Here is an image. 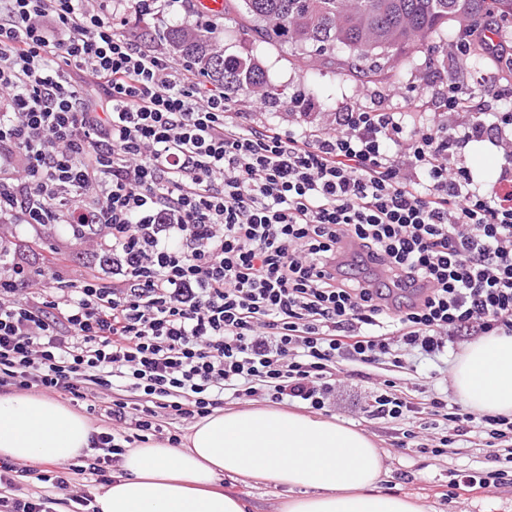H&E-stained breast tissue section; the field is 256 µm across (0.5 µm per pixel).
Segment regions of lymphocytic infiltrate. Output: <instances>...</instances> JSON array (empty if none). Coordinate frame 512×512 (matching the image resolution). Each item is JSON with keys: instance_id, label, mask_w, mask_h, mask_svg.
<instances>
[{"instance_id": "f902f5d3", "label": "lymphocytic infiltrate", "mask_w": 512, "mask_h": 512, "mask_svg": "<svg viewBox=\"0 0 512 512\" xmlns=\"http://www.w3.org/2000/svg\"><path fill=\"white\" fill-rule=\"evenodd\" d=\"M183 0H0V386L86 400L112 392L92 434L98 483L128 430L160 414L202 419L258 395L328 412L362 367L449 342L512 335V107L464 127L470 85L438 95L446 120L353 106L331 127L257 124L266 94L219 91L190 62L143 48L129 26ZM504 151L497 182L457 157L486 129ZM63 225L92 261L35 263L11 227ZM381 260L391 287L344 274V242ZM443 417L432 455L473 431L491 468L450 481L445 500L512 484V417L420 400L381 383L375 418ZM26 465L0 461V512H54L21 498Z\"/></svg>"}]
</instances>
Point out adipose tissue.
<instances>
[{
  "instance_id": "1",
  "label": "adipose tissue",
  "mask_w": 512,
  "mask_h": 512,
  "mask_svg": "<svg viewBox=\"0 0 512 512\" xmlns=\"http://www.w3.org/2000/svg\"><path fill=\"white\" fill-rule=\"evenodd\" d=\"M474 411L512 414V335L490 333L468 346L453 374ZM93 428L45 395H0V459L63 464L89 454ZM95 497L99 512H245L222 479L286 488L280 512H425L378 492L383 463L370 437L334 419L286 409L215 411L193 424L181 447L150 441L130 449Z\"/></svg>"
}]
</instances>
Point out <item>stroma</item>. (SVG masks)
<instances>
[{
    "mask_svg": "<svg viewBox=\"0 0 512 512\" xmlns=\"http://www.w3.org/2000/svg\"><path fill=\"white\" fill-rule=\"evenodd\" d=\"M215 22L226 52L258 60L270 85L281 90L285 98L307 89L309 75L317 74L320 90L312 98L313 108L304 117L305 125L316 128L328 126L336 113L356 104L392 112L418 108L434 113V90L457 71L444 41L437 38L426 47L408 51L397 68L369 81L346 76L336 65L314 62L300 52L268 44L259 33L244 31L236 14L216 17ZM459 161L486 184H494L500 175L502 160L490 140L469 143ZM430 370L427 364L414 372L387 365L371 368L369 377L347 381L338 396L336 419L362 431L380 449L386 468L378 485L380 492L416 498L425 512H512V485L460 503L442 500L439 495L441 485L447 484L452 474L490 468V450L478 433H470L468 440L455 442L436 457L420 452L415 444H404L408 422L369 416L367 407L378 379L392 381L403 392L416 387L429 393L446 392L441 381L430 378Z\"/></svg>",
    "mask_w": 512,
    "mask_h": 512,
    "instance_id": "35a3bbf8",
    "label": "stroma"
}]
</instances>
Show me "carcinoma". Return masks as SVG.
Listing matches in <instances>:
<instances>
[{"instance_id": "cac0c4a2", "label": "carcinoma", "mask_w": 512, "mask_h": 512, "mask_svg": "<svg viewBox=\"0 0 512 512\" xmlns=\"http://www.w3.org/2000/svg\"><path fill=\"white\" fill-rule=\"evenodd\" d=\"M234 10L243 27L261 32L271 44L288 45L330 64L336 50H343L344 69L366 79L397 67L403 54L427 45L448 25L466 33L487 30L470 24V14L500 22L494 32L503 39L512 34L504 26L512 18V0H238ZM158 39L169 54L193 63L197 74L215 87L260 89L279 99L259 62L225 54L218 46V29L207 21L170 23ZM488 59L480 38L468 43L459 69H478Z\"/></svg>"}]
</instances>
